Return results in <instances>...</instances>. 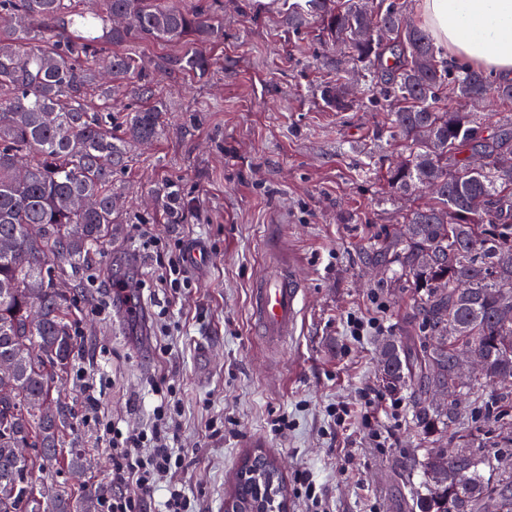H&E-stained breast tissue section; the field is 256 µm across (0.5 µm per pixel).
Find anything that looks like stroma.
<instances>
[{"mask_svg":"<svg viewBox=\"0 0 512 512\" xmlns=\"http://www.w3.org/2000/svg\"><path fill=\"white\" fill-rule=\"evenodd\" d=\"M218 2L224 34L202 75L151 71L166 136L121 174L128 215L149 218L145 247L121 224L87 273L76 303L80 352L60 388L71 413L70 443L94 465L58 470L62 491L112 485V459L86 418L78 370L95 378L101 412L123 429L151 422L157 392L172 391L181 464L173 471L196 512H224L244 459L263 453L281 466L288 512H411L425 449L452 448L447 432L412 420L422 385L390 391L376 346L394 337L418 354L425 346L413 286L372 279L371 247L426 196H399L386 171L401 153L384 103L351 112L325 107L322 84L344 64L321 54L317 29L288 27L286 0ZM178 183L191 205L167 223L152 192ZM204 246L209 257L185 267L187 288L169 294L156 253ZM291 261L306 288L296 336L266 342L250 317L253 289L273 259ZM375 318L366 336L349 335L348 316ZM350 410L334 424L329 405ZM282 429H275L278 419Z\"/></svg>","mask_w":512,"mask_h":512,"instance_id":"obj_1","label":"stroma"}]
</instances>
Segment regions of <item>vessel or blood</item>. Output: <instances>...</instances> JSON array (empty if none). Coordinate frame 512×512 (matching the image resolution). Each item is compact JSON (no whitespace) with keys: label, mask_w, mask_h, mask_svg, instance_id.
I'll use <instances>...</instances> for the list:
<instances>
[{"label":"vessel or blood","mask_w":512,"mask_h":512,"mask_svg":"<svg viewBox=\"0 0 512 512\" xmlns=\"http://www.w3.org/2000/svg\"><path fill=\"white\" fill-rule=\"evenodd\" d=\"M304 292L293 266L264 275L252 298V315L268 342L279 344L294 336L301 317Z\"/></svg>","instance_id":"1"}]
</instances>
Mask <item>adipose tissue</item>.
Listing matches in <instances>:
<instances>
[{
	"label": "adipose tissue",
	"mask_w": 512,
	"mask_h": 512,
	"mask_svg": "<svg viewBox=\"0 0 512 512\" xmlns=\"http://www.w3.org/2000/svg\"><path fill=\"white\" fill-rule=\"evenodd\" d=\"M418 21L448 63L512 80V0H419Z\"/></svg>",
	"instance_id": "adipose-tissue-1"
}]
</instances>
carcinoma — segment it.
<instances>
[{"instance_id":"1","label":"carcinoma","mask_w":512,"mask_h":512,"mask_svg":"<svg viewBox=\"0 0 512 512\" xmlns=\"http://www.w3.org/2000/svg\"><path fill=\"white\" fill-rule=\"evenodd\" d=\"M315 24L323 47H342L349 68L320 89L326 107L350 112L359 99L343 93L359 74L373 96L387 104V127L407 156L387 172L396 193L430 187L432 203L406 215L413 231H392L374 260L403 288L420 295L417 314L431 339L410 355L394 338L378 346V361L391 390L418 377L423 390L440 385L448 394L463 388L467 405H422L413 399L416 425L432 432L458 431L492 416H512V119L483 136L485 123L472 112L449 110L453 97L471 107L496 97L512 102V82L492 81L482 71L448 69L422 28L407 21L397 0H295L288 25ZM375 25L364 41L361 29ZM224 32L219 13L187 12L161 0H0V512H98L101 490L73 496L48 480L59 466L83 472L92 465L80 448L59 451L71 428L69 411L48 415L44 405L58 392L76 356L72 307L80 275L122 223L117 175L133 161L132 148L164 136L163 106L141 57L114 52L134 40L183 43L179 55L154 67L205 73L202 47ZM115 79H132L140 106L113 130L112 84L103 81L101 56ZM481 152L479 171L467 167L463 151ZM168 223L185 203L177 185L157 193ZM467 281L465 294L456 285ZM40 313L38 320L32 311ZM468 346L483 358L479 378L458 376L454 352ZM502 388L482 398L483 383ZM473 434L445 459L425 453L417 512H485L495 495L501 512H512V469L496 455L473 447ZM14 448H28L19 458ZM494 473L485 476L484 469ZM236 486L240 512L265 503Z\"/></svg>"}]
</instances>
